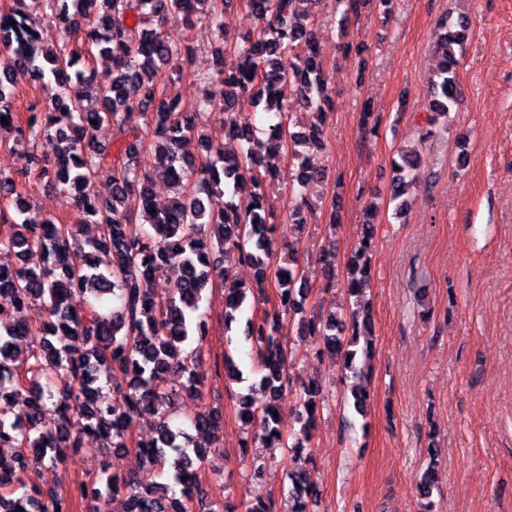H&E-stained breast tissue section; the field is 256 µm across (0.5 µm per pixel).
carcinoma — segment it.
<instances>
[{
  "label": "carcinoma",
  "instance_id": "1",
  "mask_svg": "<svg viewBox=\"0 0 512 512\" xmlns=\"http://www.w3.org/2000/svg\"><path fill=\"white\" fill-rule=\"evenodd\" d=\"M241 2L256 28L246 45L220 44L215 54L238 53L235 68L217 70L224 84V137L240 142L242 153L224 155L223 146L198 134L201 111L185 112L178 93L160 86V76L177 82L192 59V49L169 43L158 29L171 18L188 26L203 13L224 36V9ZM34 15L13 9L0 16V147L31 143L40 153L21 151L23 173L31 171L67 194L82 216L81 224L100 226L98 236L83 239L80 224L47 219L33 224L26 213L25 190L12 176L0 173V253L19 255L12 267L0 266V295L11 306L0 307V512H71V503L53 488L25 485L31 460L58 466L70 448L86 436L125 448L135 423L153 419L155 436L136 444L142 468L127 476L107 471L81 486L92 502L126 496L125 512H215L205 502L200 473L223 457L222 412L199 409L188 418L200 441L172 423L175 401L187 393L202 395L209 369L203 361L201 304L214 283L224 284L225 384H246L237 396L239 419L256 428L257 438L292 452L288 472V512H309L319 493L307 481L303 456L318 413L322 388L295 383L290 373L292 349L281 340L283 317L297 323L301 338L318 345L342 363L354 380L351 396L363 416L371 391L363 385L373 356V320L362 301L376 224L362 225L358 251L346 266V288L356 298L345 314L326 318L309 314L308 278L294 263L273 270L279 305L257 312L251 298L266 299L267 268L272 258L276 214L267 202L274 182L309 190L325 181L302 148L321 145L324 115L332 103L325 89V70L314 31L313 14L303 8L319 0H34ZM341 25L359 18L364 0H339ZM16 24H11V21ZM58 25L60 45L41 53L34 43L44 23ZM470 23L446 15L439 22V63L428 79L433 90L429 110L446 115L461 103L457 54L463 51ZM80 36L83 52L69 48ZM112 59V83L96 84L94 53ZM296 56L288 76L278 69V56ZM29 78L57 89L45 110L32 112L24 124L15 121L13 101L19 82ZM288 84L296 102L282 95ZM249 93L275 121L258 132L231 117L238 94ZM309 111V127L290 129L295 106ZM138 110L146 135L127 134L111 152L98 140L103 129L126 134L125 114ZM97 124H92V121ZM152 150L151 171L136 161ZM292 160L283 174L276 160ZM388 187L389 202L403 210V196L416 184L419 158L401 155ZM102 176L112 192L94 189ZM162 179L173 189L165 209L154 210L153 183ZM14 216H9V211ZM227 251L257 271L256 285L242 286L222 267ZM83 254L82 263L73 256ZM173 274L166 297L152 283L158 269ZM44 307L45 318L30 324L26 311ZM256 352L248 382L231 351L238 338ZM295 398L291 409L299 430L283 432L279 402ZM436 462L418 479L420 497L431 508ZM244 512H273L270 496L257 492Z\"/></svg>",
  "mask_w": 512,
  "mask_h": 512
}]
</instances>
